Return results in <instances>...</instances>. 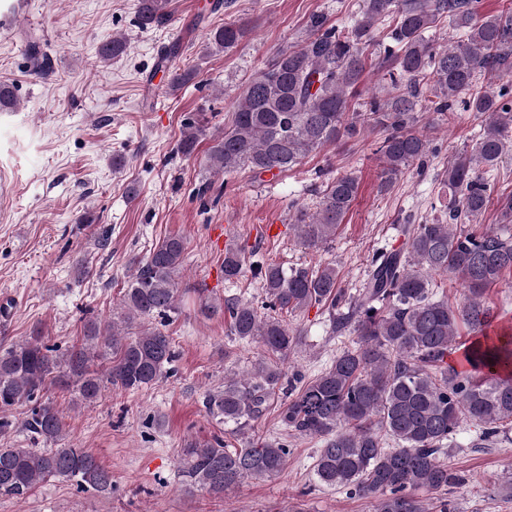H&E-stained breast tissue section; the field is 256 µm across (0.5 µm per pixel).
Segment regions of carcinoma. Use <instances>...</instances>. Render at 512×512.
Segmentation results:
<instances>
[{"label": "carcinoma", "instance_id": "obj_1", "mask_svg": "<svg viewBox=\"0 0 512 512\" xmlns=\"http://www.w3.org/2000/svg\"><path fill=\"white\" fill-rule=\"evenodd\" d=\"M168 0H137L143 30L170 20ZM448 20L458 37L440 44L427 33ZM388 29L390 44L377 38ZM300 44L281 49L236 98L231 122L213 134L205 166L213 174L248 169L252 176L276 178L310 154L371 126L383 134L379 191L391 189L405 170L427 167L433 139L420 123L434 113L448 119L477 112L483 131L475 147L448 161L442 174L448 187L443 215L431 224H402L405 247L376 250L361 288L349 294L338 286L336 268H285L254 252L224 251V281L245 273L261 280L265 301L222 300L197 288L200 310L223 313L227 335L262 347L269 362L250 374L232 377L204 394L203 407L219 422L241 433L265 415L276 391L285 389L282 424L303 436H320L317 482L377 501L376 512H432L420 491L455 483L441 457L464 421L484 425L481 440L496 438L512 422V332L498 326L486 304V291L512 274V232L476 231L492 202L488 173L512 151V91L493 82H512V9L480 12V0H362L361 18L339 28L322 14L307 23ZM244 22L211 31L217 52L230 51L248 35ZM126 40L112 36L99 49L104 60L121 56ZM36 75L50 71L38 39L28 36ZM388 75L383 95L358 100L369 57ZM199 76L195 68L172 72L178 90ZM204 128L186 122L178 145L195 153ZM359 180L347 172L325 181L315 209L292 207L298 241L317 248L330 241L356 199ZM184 259L177 236L163 239L138 265L122 295L120 314L102 325L90 321L82 343L61 350L40 332L0 343V436L14 428L9 412L31 404L23 426L31 447H0V497L27 500L36 487L65 478L77 488L112 493V473L81 448H60L64 424L59 410L44 399L50 387L73 390L91 405L106 387L135 392L167 375L175 353L169 336L145 328L130 336L139 319L169 322L181 312L183 292L176 276ZM450 275L468 289L457 307L435 298V277ZM311 307L327 311L331 333L349 332L353 345L330 359L310 380L300 373L282 386L280 365L302 341V330L288 326L284 313ZM466 326L473 339L459 366L448 365V351ZM288 441L258 440L237 448L215 439L182 449L180 473L191 486L222 497L248 478L281 472Z\"/></svg>", "mask_w": 512, "mask_h": 512}]
</instances>
